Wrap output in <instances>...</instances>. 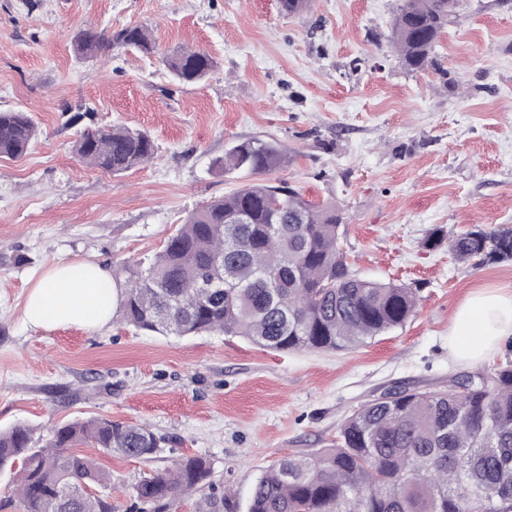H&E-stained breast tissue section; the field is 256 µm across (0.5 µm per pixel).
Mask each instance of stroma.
<instances>
[{"instance_id":"obj_1","label":"stroma","mask_w":512,"mask_h":512,"mask_svg":"<svg viewBox=\"0 0 512 512\" xmlns=\"http://www.w3.org/2000/svg\"><path fill=\"white\" fill-rule=\"evenodd\" d=\"M397 0H0V110L29 112L38 139L0 158V431L50 439L107 418L162 439L150 459L83 446L112 476L115 512H142L132 487L184 456L210 477L178 512H248L261 472L334 447L343 421L397 386L512 365V337L477 364L456 360L448 330L475 290L512 292V261L460 263L436 228L512 225V0H464L439 40L451 92L433 70H405L387 36ZM151 27L155 54L74 52L82 30ZM215 62L184 84L162 55ZM146 131L155 157L123 174L81 163L80 131ZM271 139L287 156L269 177L219 166L236 142ZM284 182L333 201L340 245L359 277L416 288L399 328L340 351L276 352L240 336H162L123 323L34 328L30 286L58 261L99 263L116 284L149 262L186 216L249 185Z\"/></svg>"}]
</instances>
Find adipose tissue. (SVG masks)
Returning <instances> with one entry per match:
<instances>
[{
  "label": "adipose tissue",
  "instance_id": "obj_1",
  "mask_svg": "<svg viewBox=\"0 0 512 512\" xmlns=\"http://www.w3.org/2000/svg\"><path fill=\"white\" fill-rule=\"evenodd\" d=\"M115 285L107 271L91 261H60L32 285L25 319L35 327L78 325L97 329L112 316ZM512 335V293L480 290L457 310L448 332L453 356L464 363L481 362Z\"/></svg>",
  "mask_w": 512,
  "mask_h": 512
}]
</instances>
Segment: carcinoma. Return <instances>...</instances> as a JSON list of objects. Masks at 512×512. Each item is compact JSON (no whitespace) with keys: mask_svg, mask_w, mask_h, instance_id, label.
I'll list each match as a JSON object with an SVG mask.
<instances>
[{"mask_svg":"<svg viewBox=\"0 0 512 512\" xmlns=\"http://www.w3.org/2000/svg\"><path fill=\"white\" fill-rule=\"evenodd\" d=\"M460 0H399L388 42L409 71L432 69L446 86L457 81L435 51ZM155 52L146 26L109 35L79 32V55L106 47ZM180 81L195 83L213 68L204 52L163 56ZM37 128L24 110H0V157L19 158ZM80 162L113 174L153 158L151 136L127 127L87 129L74 142ZM286 156L272 141L235 143L220 166L270 175ZM343 212L315 203L281 182L254 184L189 214L148 266L129 268L117 289L122 318L161 335L219 332L276 351L340 350L403 325L415 313L417 290L362 279L339 247ZM460 261L512 260V226L478 225L450 238L434 229L426 244ZM92 442L103 452L149 458L160 447L147 426L106 418L65 424L38 445L31 429L0 432V472L20 465V512H112V501L87 487L111 476L73 448ZM210 476L202 457L177 460L143 477L133 493L153 512H170ZM82 493L58 508L61 491ZM248 512H512V366L448 378V388L400 387L365 402L342 423L336 447L277 460L253 484Z\"/></svg>","mask_w":512,"mask_h":512,"instance_id":"1","label":"carcinoma"}]
</instances>
